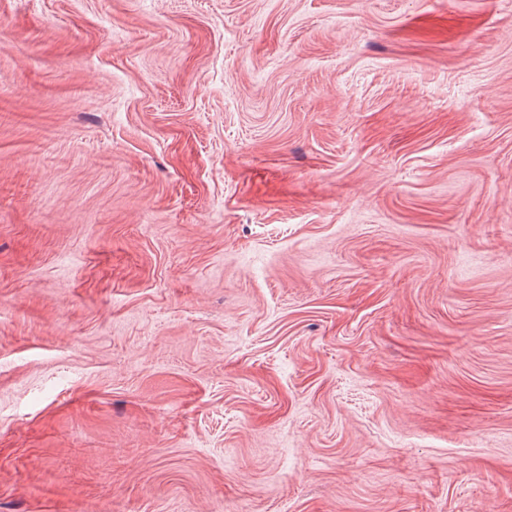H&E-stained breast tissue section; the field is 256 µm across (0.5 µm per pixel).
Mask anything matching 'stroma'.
Here are the masks:
<instances>
[{"label": "stroma", "mask_w": 512, "mask_h": 512, "mask_svg": "<svg viewBox=\"0 0 512 512\" xmlns=\"http://www.w3.org/2000/svg\"><path fill=\"white\" fill-rule=\"evenodd\" d=\"M0 512H512V0H0Z\"/></svg>", "instance_id": "1"}]
</instances>
